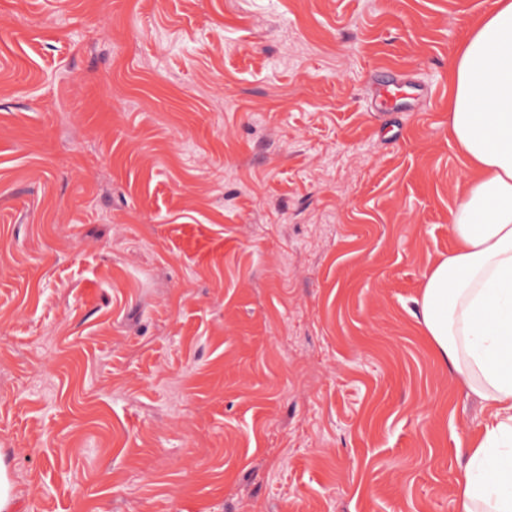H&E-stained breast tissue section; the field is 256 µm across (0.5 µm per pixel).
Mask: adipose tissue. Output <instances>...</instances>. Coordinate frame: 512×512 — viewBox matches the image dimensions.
I'll use <instances>...</instances> for the list:
<instances>
[{
  "instance_id": "adipose-tissue-1",
  "label": "adipose tissue",
  "mask_w": 512,
  "mask_h": 512,
  "mask_svg": "<svg viewBox=\"0 0 512 512\" xmlns=\"http://www.w3.org/2000/svg\"><path fill=\"white\" fill-rule=\"evenodd\" d=\"M448 132L468 171L420 298L440 358L483 403L451 512H512V0H493L448 68Z\"/></svg>"
}]
</instances>
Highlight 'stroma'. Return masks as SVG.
<instances>
[{"mask_svg": "<svg viewBox=\"0 0 512 512\" xmlns=\"http://www.w3.org/2000/svg\"><path fill=\"white\" fill-rule=\"evenodd\" d=\"M491 5L0 0L15 512H449L485 412L419 300Z\"/></svg>", "mask_w": 512, "mask_h": 512, "instance_id": "35a3bbf8", "label": "stroma"}]
</instances>
